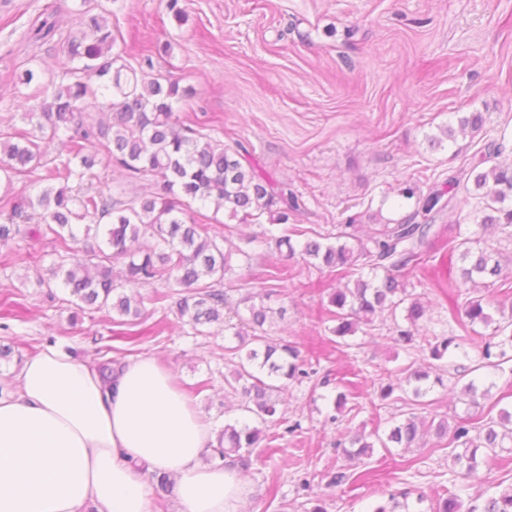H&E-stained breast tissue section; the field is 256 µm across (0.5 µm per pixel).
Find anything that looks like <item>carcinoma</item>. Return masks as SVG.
I'll return each instance as SVG.
<instances>
[{"mask_svg": "<svg viewBox=\"0 0 512 512\" xmlns=\"http://www.w3.org/2000/svg\"><path fill=\"white\" fill-rule=\"evenodd\" d=\"M75 2L79 31L59 46L60 74L47 76L32 67L12 73V85L36 87V104L23 107L21 113L31 129L0 133V179L10 186L17 176L40 168L45 173L38 178L40 186L25 188L0 205V248L22 235L20 225H38V230L27 232L28 237L49 236L63 254L46 273L37 275V284L49 287L54 280L69 293L77 310H111L121 317V326L141 324L147 316V301L167 303L168 310L191 326L194 336L205 335L204 326L224 324V330L239 340L234 347L238 361L224 383L240 396L241 410L251 414L256 425L224 424L216 446L220 458H232L249 470L252 448L258 446L263 433L259 425L269 430L281 425L279 394L288 389V381L309 376L298 350L277 342L265 329V324L285 313L264 303L273 290L246 294L240 303L248 315L238 317L235 324L224 320V281L234 273V255L241 257L248 270L255 248L276 251L281 259L270 266V280L284 279L288 261L297 255L307 264L329 269L339 280L354 279L353 286L332 288L328 293L326 313L338 322L332 329L336 336L354 334L359 324L372 323L378 313L394 316L401 310L409 326H395L392 340L404 348L417 344L433 360L443 359L466 341L490 357V341L474 330L478 323L493 326L492 337H501L500 345L512 348V313L494 320L483 297L463 302L457 296L449 298L451 318L468 335H420L425 307L394 275L403 267L421 266L423 248L444 241L449 254L457 251L463 261L455 287L485 278L506 281L493 249L475 248L474 239L460 240L450 235L453 225L435 220L453 213L452 199L446 194L461 187L477 200L473 223L483 229L512 228V163H492L490 155L476 154L448 178L446 188L426 195L419 192L416 182H403L399 196L413 201L412 211L394 223L377 225L366 242L359 240L354 246L345 242L352 237L347 229L355 222L353 218L348 224L336 225L334 234L310 237L306 230L288 228L290 216L303 210L304 203L243 163L241 143L224 145L180 122L177 112L194 89L151 76L146 72L152 68L148 56L143 69L126 63L120 53L113 52L118 35L109 22L112 11L101 0ZM56 33L55 22L38 18L29 29V38L46 41ZM90 109L107 115L108 120L88 121ZM483 125L479 112L461 116L457 126L441 128L429 143L440 147L455 140L456 133H478ZM104 158L127 178L150 182L152 190L129 199L102 191L74 193L69 182L84 183ZM205 209L212 215L204 214ZM265 217L268 227L240 238L238 245L213 227L222 223L230 233L233 223L260 224ZM81 230L87 236L102 237V244L79 247ZM294 235L303 238L298 246L292 241ZM120 259L125 263L122 287L114 283L109 266ZM159 281H171L177 290L153 297L140 293ZM127 288L137 292L129 295ZM427 378V372L411 370L381 387V399L411 384L413 396H423L427 390L421 384ZM426 425L409 412L386 438L377 441L383 448H409ZM427 426L447 447L464 448L454 455L453 464L465 463L461 479L467 482L477 479L478 449L492 451L504 440H512V412L507 410L497 421L470 418L451 427L443 418L432 419ZM465 490L460 485L449 492L433 512H512V487L487 498L480 511L474 506L464 508L461 492Z\"/></svg>", "mask_w": 512, "mask_h": 512, "instance_id": "1", "label": "carcinoma"}]
</instances>
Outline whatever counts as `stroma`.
I'll use <instances>...</instances> for the list:
<instances>
[{"label":"stroma","instance_id":"35a3bbf8","mask_svg":"<svg viewBox=\"0 0 512 512\" xmlns=\"http://www.w3.org/2000/svg\"><path fill=\"white\" fill-rule=\"evenodd\" d=\"M176 21L167 0H110L111 22L129 62L151 58L155 75L193 87L182 120L206 122L213 137L243 143L256 169L285 184L305 204L291 223L323 234L357 218L356 238L375 224L400 219L411 209L397 194L401 182L421 193L444 187L450 175L488 143L501 145L512 162V0H179ZM73 0H0V118L21 124L24 90L9 85L19 66L58 68L55 44L29 40L31 23L57 14L60 35L76 31ZM472 112L485 123L475 136L430 147L439 127ZM33 262L0 267V345L12 348L0 361V386L28 356L56 343L91 366L151 355L171 370L213 428L224 424L227 350L237 338L214 324L208 335H186L175 315L156 309L146 318L160 333L143 343L114 336L100 312L75 313L65 290L38 287L36 268L57 259L48 239L33 241ZM293 275L272 294L286 307L274 338L295 346L315 371L289 384L283 409L300 429L275 447L255 448L242 512H372L389 494L408 491L410 512H433L439 494L452 487V462L434 434L412 448H374L350 458L344 447L357 431L388 432L409 410L427 419L456 422L471 416L498 418L512 410V361L481 367V351L451 352L442 383L431 385L418 408L391 397L380 400L387 376L427 368L422 352L395 344V321L380 315L360 326L348 344L331 342L325 309L335 280L293 259ZM459 261L430 258L425 270L400 277L427 307L426 326L437 336L459 334L442 291L424 287L423 272L438 282L458 279ZM476 381L483 396L461 388ZM361 396L335 410L338 393ZM482 484L467 490L468 505L482 506L512 486V441L479 451ZM366 471L367 483L331 485L339 472ZM310 487H301L302 478Z\"/></svg>","mask_w":512,"mask_h":512}]
</instances>
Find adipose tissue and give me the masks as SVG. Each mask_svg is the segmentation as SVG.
<instances>
[{"label":"adipose tissue","instance_id":"obj_1","mask_svg":"<svg viewBox=\"0 0 512 512\" xmlns=\"http://www.w3.org/2000/svg\"><path fill=\"white\" fill-rule=\"evenodd\" d=\"M173 373L142 356L102 376L66 347L27 357L0 390V512H155L150 477L176 480L178 512H238L231 462Z\"/></svg>","mask_w":512,"mask_h":512}]
</instances>
